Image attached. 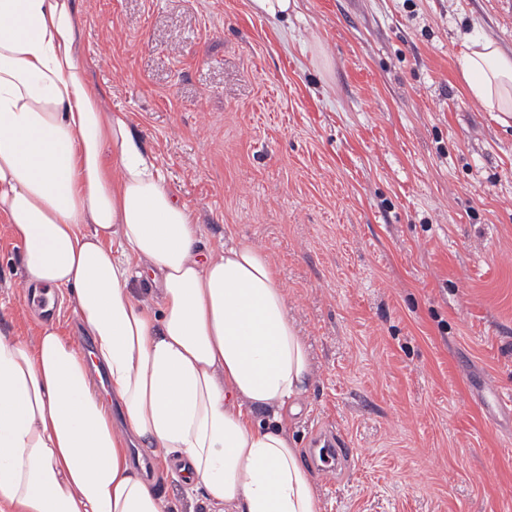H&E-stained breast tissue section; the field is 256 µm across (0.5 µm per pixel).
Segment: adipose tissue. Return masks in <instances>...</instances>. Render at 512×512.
<instances>
[{"label": "adipose tissue", "instance_id": "1", "mask_svg": "<svg viewBox=\"0 0 512 512\" xmlns=\"http://www.w3.org/2000/svg\"><path fill=\"white\" fill-rule=\"evenodd\" d=\"M81 24L76 0H0V216L26 283L68 293L92 340L0 334V512H178L174 462L204 512H320L288 434L313 373L279 275L244 238L201 252L192 207L91 82ZM466 47L467 94L511 123L512 54Z\"/></svg>", "mask_w": 512, "mask_h": 512}]
</instances>
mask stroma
<instances>
[{"label": "stroma", "instance_id": "35a3bbf8", "mask_svg": "<svg viewBox=\"0 0 512 512\" xmlns=\"http://www.w3.org/2000/svg\"><path fill=\"white\" fill-rule=\"evenodd\" d=\"M107 106L189 203L203 241L272 260L314 383L288 425L330 426L322 512H512V127L468 97L512 0H78ZM0 218V333L34 340ZM255 14L264 15L272 19L288 18V12L294 5L293 0H250Z\"/></svg>", "mask_w": 512, "mask_h": 512}]
</instances>
